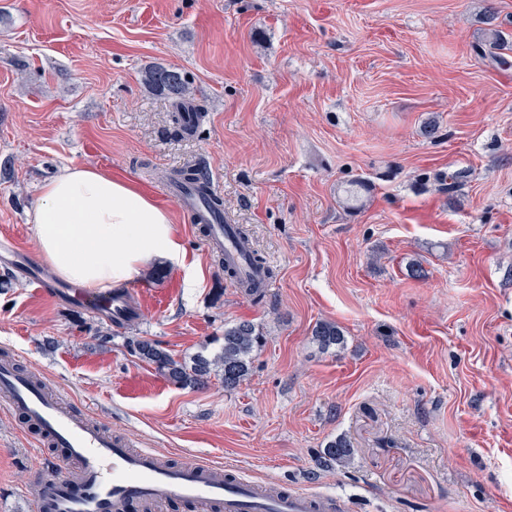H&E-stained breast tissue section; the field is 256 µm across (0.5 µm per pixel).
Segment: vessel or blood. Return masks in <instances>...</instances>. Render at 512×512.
Returning a JSON list of instances; mask_svg holds the SVG:
<instances>
[{
  "mask_svg": "<svg viewBox=\"0 0 512 512\" xmlns=\"http://www.w3.org/2000/svg\"><path fill=\"white\" fill-rule=\"evenodd\" d=\"M204 245L209 252L237 257L228 229L218 220L206 225ZM29 281L44 298H67L73 307L92 309L117 324L142 312L131 300L143 295L140 284L131 292L93 296L57 284L35 269ZM0 390L6 394L1 406L22 413L65 451L61 475L43 472L25 486L29 512H129L135 503L147 512H163L172 501L189 503L196 512H347L336 496L259 485L205 461L167 466L160 453L134 448L129 440L105 432L83 413L49 397L6 359L0 361Z\"/></svg>",
  "mask_w": 512,
  "mask_h": 512,
  "instance_id": "obj_1",
  "label": "vessel or blood"
}]
</instances>
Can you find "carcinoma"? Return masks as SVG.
Masks as SVG:
<instances>
[{
	"label": "carcinoma",
	"instance_id": "cac0c4a2",
	"mask_svg": "<svg viewBox=\"0 0 512 512\" xmlns=\"http://www.w3.org/2000/svg\"><path fill=\"white\" fill-rule=\"evenodd\" d=\"M143 83L152 91L165 96L174 102L173 123L183 132L186 130L184 113H201L198 105L193 103L192 91L189 82L179 68L172 65L154 64L144 69ZM173 182L190 187L203 199L209 213L228 223L224 217V201L206 193V186L201 182V175L195 169L181 170L176 173ZM233 235L241 247L246 260L254 270H264L267 275L273 272L266 265V261L259 253L249 246V235L242 226L233 227ZM231 279H239L246 287L247 295L254 303L265 301V294L260 282L255 279L242 277L240 271L231 267L227 271ZM313 340L324 350L344 342L342 331L336 324L320 322L313 331ZM261 338L255 326L248 321H241L224 327L223 344L219 354L208 358L202 354L192 359V364L174 359L168 352L150 340H140L136 344V351L141 359L155 365L156 369L172 384L189 386L201 384L210 378L211 374L221 377L224 390L233 391L239 387L249 373L250 363L254 350L259 346ZM352 449L350 442L344 437H338L330 442L323 452L320 464L326 467L345 466L351 461Z\"/></svg>",
	"mask_w": 512,
	"mask_h": 512
}]
</instances>
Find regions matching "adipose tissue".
<instances>
[{
	"mask_svg": "<svg viewBox=\"0 0 512 512\" xmlns=\"http://www.w3.org/2000/svg\"><path fill=\"white\" fill-rule=\"evenodd\" d=\"M28 216L40 260L87 291L122 285L154 259L184 267L169 209L95 167L66 166L44 180Z\"/></svg>",
	"mask_w": 512,
	"mask_h": 512,
	"instance_id": "adipose-tissue-1",
	"label": "adipose tissue"
}]
</instances>
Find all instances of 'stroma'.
Instances as JSON below:
<instances>
[{
	"label": "stroma",
	"mask_w": 512,
	"mask_h": 512,
	"mask_svg": "<svg viewBox=\"0 0 512 512\" xmlns=\"http://www.w3.org/2000/svg\"><path fill=\"white\" fill-rule=\"evenodd\" d=\"M490 14L512 44V0H0V244L37 260L40 183L91 165L166 205L200 271L189 288L180 268L144 266L137 281L169 301L116 327L38 295L0 247V355L173 461L352 512H512V63L473 51ZM152 63L188 79L194 133L144 87ZM187 167L273 269L264 304L171 194ZM358 177L370 190L352 210L343 186ZM413 260L425 278L408 277ZM241 320L263 342L231 392L173 386L135 350L212 357ZM322 321L342 345L313 341ZM340 436L350 464L323 468ZM38 446L0 408V512H24Z\"/></svg>",
	"instance_id": "1"
}]
</instances>
